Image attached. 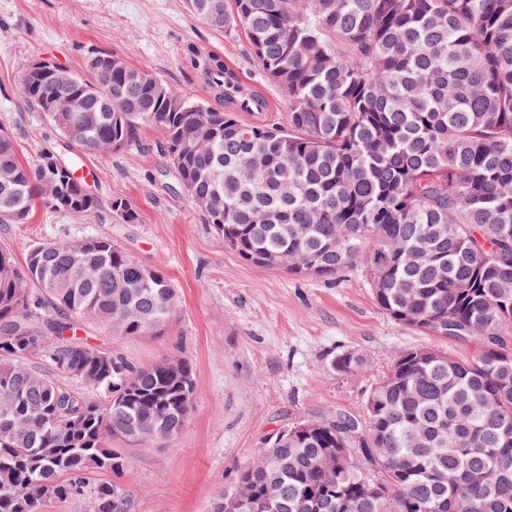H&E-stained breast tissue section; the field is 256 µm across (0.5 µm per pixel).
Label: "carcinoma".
I'll use <instances>...</instances> for the list:
<instances>
[{"instance_id": "1", "label": "carcinoma", "mask_w": 512, "mask_h": 512, "mask_svg": "<svg viewBox=\"0 0 512 512\" xmlns=\"http://www.w3.org/2000/svg\"><path fill=\"white\" fill-rule=\"evenodd\" d=\"M216 30H242L268 82L288 102L285 126L261 125L196 102L128 64L86 70L59 89L99 97L83 113L48 111L45 79L26 97L71 143L112 151L157 129L178 180L215 198L206 211L243 260L295 275L361 267L376 302L400 324L443 338H475L459 360L404 349L365 399L273 435L209 512L239 491L268 512H512V0H190ZM195 66L219 78L210 56ZM112 94H107V91ZM74 167L24 166L0 131V221L36 200L84 213L97 207ZM112 209L126 223L138 213ZM180 296L158 267L112 240L38 243L25 267L0 252V512H45L93 500L126 512V460L114 438L176 439L195 403L192 365L135 367L64 332L90 322L121 336L158 334ZM47 361L85 396L31 365ZM339 354L342 375L362 370ZM330 448L347 456L327 466Z\"/></svg>"}]
</instances>
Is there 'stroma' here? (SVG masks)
<instances>
[{"mask_svg": "<svg viewBox=\"0 0 512 512\" xmlns=\"http://www.w3.org/2000/svg\"><path fill=\"white\" fill-rule=\"evenodd\" d=\"M190 46L261 80L244 33L215 31L185 0H0V130L15 139L23 164L37 165L46 150L74 163L98 201L88 214L37 203L26 222L0 223V251L21 268L34 243L104 236L161 268L180 291L181 307L160 334L119 336L93 325L78 332L135 366L181 357L194 367L195 405L173 446L112 442L127 458L120 486L128 512H208L279 430L339 411L361 413L398 351L436 347L468 358L478 349L473 339L429 336L390 318L362 269L299 277L242 260L180 187L157 130L144 128L138 145L123 151L85 153L25 97L19 81L35 59L82 72L96 50L223 108L190 65ZM117 198L138 212L137 222L115 217ZM348 349L364 353L367 369L336 372L334 358Z\"/></svg>", "mask_w": 512, "mask_h": 512, "instance_id": "obj_1", "label": "stroma"}]
</instances>
